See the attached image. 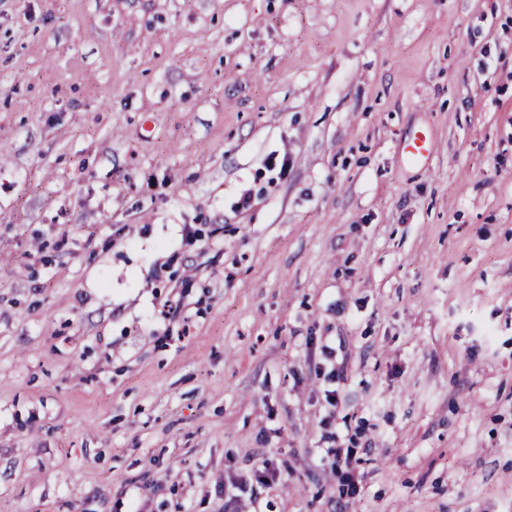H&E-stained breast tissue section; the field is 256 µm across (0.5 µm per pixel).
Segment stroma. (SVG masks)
Instances as JSON below:
<instances>
[{"label":"stroma","mask_w":512,"mask_h":512,"mask_svg":"<svg viewBox=\"0 0 512 512\" xmlns=\"http://www.w3.org/2000/svg\"><path fill=\"white\" fill-rule=\"evenodd\" d=\"M351 444L512 512V0H0V512H334Z\"/></svg>","instance_id":"obj_1"}]
</instances>
